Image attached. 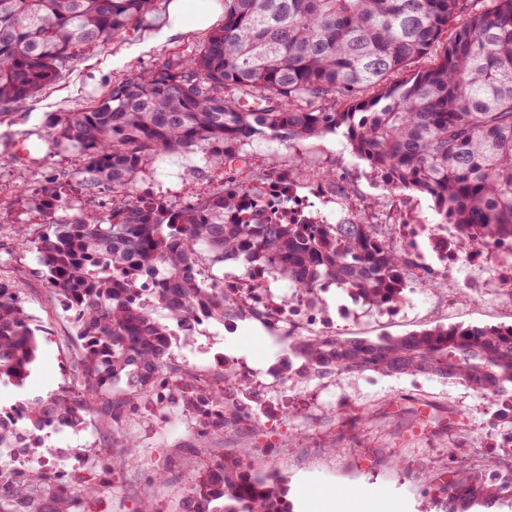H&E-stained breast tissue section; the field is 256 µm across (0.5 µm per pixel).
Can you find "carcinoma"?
I'll return each mask as SVG.
<instances>
[{
  "mask_svg": "<svg viewBox=\"0 0 512 512\" xmlns=\"http://www.w3.org/2000/svg\"><path fill=\"white\" fill-rule=\"evenodd\" d=\"M155 0H0V105H19L57 82L74 61L148 23ZM428 56L433 64L414 70ZM342 135L344 146L392 188L431 198L463 245L512 237V0H224L223 23L185 60L130 75L92 108L49 122L48 137L84 161L102 194L129 193L124 208L97 205L51 225L35 248L45 290L72 312L75 369L59 390L24 403L0 448L42 431L51 418L77 428L104 420L121 467L141 463L121 423L171 369L174 317L203 310L217 323L242 309L197 279L200 258L219 270L272 265L296 288L338 282L380 307L401 301L395 273L407 263L374 225L289 224L256 204L258 186L238 179L254 139L295 147ZM161 153H190L224 171L228 193L154 206L132 192ZM50 215L67 205L62 186L40 190ZM150 272L158 288L139 297ZM38 326L21 289L0 281V383L20 387L37 361ZM311 370L425 375L463 382L492 398L512 394V325L436 326L376 339L328 336L288 343ZM118 486L69 489L41 472L0 467V512H102ZM440 512L506 508L512 495L487 485L437 488ZM171 512H290L281 482L238 460L210 456Z\"/></svg>",
  "mask_w": 512,
  "mask_h": 512,
  "instance_id": "obj_1",
  "label": "carcinoma"
}]
</instances>
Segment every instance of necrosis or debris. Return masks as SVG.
<instances>
[{
    "label": "necrosis or debris",
    "instance_id": "necrosis-or-debris-1",
    "mask_svg": "<svg viewBox=\"0 0 512 512\" xmlns=\"http://www.w3.org/2000/svg\"><path fill=\"white\" fill-rule=\"evenodd\" d=\"M372 184L386 199L377 212L370 210L365 196L353 194L348 183L328 186L313 168L300 166L289 170L287 180L269 179L263 201L274 205L291 223L343 224L361 215L368 223L390 227L392 241L413 255L399 274L403 289L414 290L425 275L436 274L449 287L462 285L489 302L512 306V238L459 248L457 225L433 223L419 199L392 191L386 179H373ZM199 275L203 282H216L246 312L259 317L269 335L282 345L289 335L308 330L320 336L335 335L337 319L356 320L367 309L356 300L330 312L329 284L294 292L279 282L274 271L263 267L246 274L231 269L218 274L203 264ZM215 367L213 374L198 375L175 366V378L157 383L148 400L140 403V414L159 423L175 415L186 416L205 435L223 427L226 414L213 406L211 397L224 388L227 379H234L240 389L237 422L243 426L262 417L277 421L283 412L299 411L315 397L313 391L294 384V369L283 363L266 370H245L227 353L216 357ZM458 467L461 472L476 473L503 493H512V461L494 467L485 449L473 448Z\"/></svg>",
    "mask_w": 512,
    "mask_h": 512
}]
</instances>
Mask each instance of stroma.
I'll return each instance as SVG.
<instances>
[{"mask_svg":"<svg viewBox=\"0 0 512 512\" xmlns=\"http://www.w3.org/2000/svg\"><path fill=\"white\" fill-rule=\"evenodd\" d=\"M168 0H156L154 25L113 40L104 50L75 61L58 82L34 98L0 115V280L21 288L27 312L42 332L41 349L25 385L0 390L7 403L26 401L62 386L78 353L76 329L69 312L43 287L35 250L18 247L20 235L39 238L49 224L75 220L95 193L85 181L83 162L73 152H59L44 141L49 120L65 112L92 107L128 75L153 70L167 60L195 53L207 36L192 30L167 39L159 31ZM335 135L315 137L299 150L274 147L267 140L248 145V166L241 178L264 182L274 171H285L309 159L315 168L332 167L337 178L348 181L361 194L368 193L371 177L364 164L347 157L337 164L329 150L341 148ZM156 179L140 175L135 189L153 191L183 201L187 190L219 191L224 173L204 169L194 156L172 155L154 161ZM69 171L73 189L66 207L45 217L34 205L37 189L60 171ZM406 319L358 320L351 331L357 337L399 336L435 326L512 324V311L484 305L471 292L449 290L440 280L418 288ZM237 331L224 338L198 337L195 347L177 344L172 358L193 371L210 369L215 355L231 350L253 368L271 365L270 336L259 321H238ZM490 403L469 387L423 375L378 376L370 383L336 380V388L321 392L314 404L276 423L256 421L248 430L227 427L224 432L197 436L188 420H171L144 433L138 421L123 427L137 441L145 459L167 462L177 448L188 449L182 468L158 477L151 469L125 470L122 489L102 505L104 512H138L142 488H152L151 500L160 512L179 499L187 478L197 475L203 448H247L267 473L283 476V499L293 512H437L435 490L423 485L422 474L447 476L467 448L486 440ZM106 439L95 422L82 429L46 437L36 457L51 458L58 448H83L96 453Z\"/></svg>","mask_w":512,"mask_h":512,"instance_id":"35a3bbf8","label":"stroma"}]
</instances>
